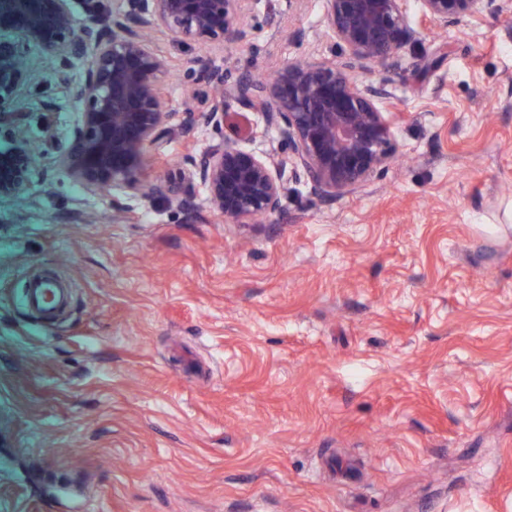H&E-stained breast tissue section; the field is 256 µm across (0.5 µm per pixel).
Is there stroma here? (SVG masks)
Returning <instances> with one entry per match:
<instances>
[{"label": "stroma", "mask_w": 512, "mask_h": 512, "mask_svg": "<svg viewBox=\"0 0 512 512\" xmlns=\"http://www.w3.org/2000/svg\"><path fill=\"white\" fill-rule=\"evenodd\" d=\"M243 48L161 40L174 112L204 69L269 79L338 61L323 0H259ZM387 78L396 154L319 202L232 224L195 206L84 193L55 164L77 119L52 71L22 103L39 146L0 198V512H512V16L485 8ZM225 137L257 113L229 101ZM213 136L151 151L179 173ZM69 290L45 318L27 281Z\"/></svg>", "instance_id": "obj_1"}]
</instances>
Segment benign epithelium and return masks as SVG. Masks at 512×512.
I'll return each mask as SVG.
<instances>
[{
    "label": "benign epithelium",
    "mask_w": 512,
    "mask_h": 512,
    "mask_svg": "<svg viewBox=\"0 0 512 512\" xmlns=\"http://www.w3.org/2000/svg\"><path fill=\"white\" fill-rule=\"evenodd\" d=\"M256 0H0V131L11 147L0 155V197L23 192L36 151L22 123L21 102L35 83L38 62L56 63V80L73 93L79 118L55 163L87 193L115 187L145 202L164 199L190 207L176 182L141 177L148 152L177 132L219 131L227 100L262 115L288 151L257 153L220 135L186 159L184 178L197 181L224 222L246 224L280 212L289 177L305 173L321 202L351 193L395 155L385 106L394 93L385 78L360 80L355 71L385 64L417 40L409 0H325L331 37L343 62L295 61L270 83L245 78L228 86L207 70L214 95L183 112L179 126L162 96L165 78L179 69L154 43L159 35L214 50L243 46L241 23ZM512 10V0H419L422 21L446 29L474 11Z\"/></svg>",
    "instance_id": "obj_1"
}]
</instances>
